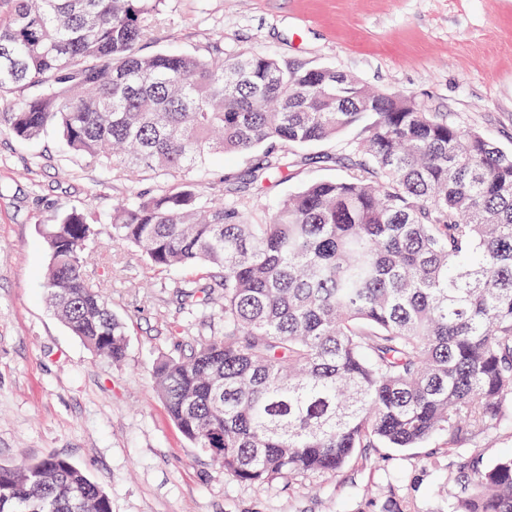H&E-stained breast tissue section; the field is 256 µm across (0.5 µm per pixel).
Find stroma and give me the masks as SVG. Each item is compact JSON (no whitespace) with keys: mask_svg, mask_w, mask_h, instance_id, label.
I'll list each match as a JSON object with an SVG mask.
<instances>
[{"mask_svg":"<svg viewBox=\"0 0 512 512\" xmlns=\"http://www.w3.org/2000/svg\"><path fill=\"white\" fill-rule=\"evenodd\" d=\"M216 42L228 56L334 67L512 152V0H167L149 48L202 53ZM350 138L291 148L288 181L270 183L257 200L242 194L243 207L270 212L308 183L346 177L332 159ZM262 158L215 153L186 178L212 188ZM159 184L96 166L55 132L25 142L0 129V464L67 459L107 493L112 512H448L456 453L444 434L262 487L229 479L184 437L155 391L154 370L220 329L182 308L180 287L198 271L154 268L135 247L113 243L110 226L113 200ZM64 203L99 221L86 275L126 326L122 363L96 355L47 305L41 227Z\"/></svg>","mask_w":512,"mask_h":512,"instance_id":"obj_1","label":"stroma"}]
</instances>
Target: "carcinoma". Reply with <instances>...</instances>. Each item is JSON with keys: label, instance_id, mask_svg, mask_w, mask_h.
Wrapping results in <instances>:
<instances>
[{"label": "carcinoma", "instance_id": "cac0c4a2", "mask_svg": "<svg viewBox=\"0 0 512 512\" xmlns=\"http://www.w3.org/2000/svg\"><path fill=\"white\" fill-rule=\"evenodd\" d=\"M166 0H0V126L49 130L116 171H189L264 150L224 178L288 180L287 147L351 129L350 175L285 197L265 221L178 182L112 204V238L157 268L220 274L221 337L155 371L169 416L232 480L340 470L359 448L457 447L512 412V152L332 67L262 54L144 51ZM98 221L61 207L45 288L70 332L115 363L123 321L87 280ZM183 305L211 317V284ZM448 512H512V454L461 456ZM0 512H112L78 465L0 464Z\"/></svg>", "mask_w": 512, "mask_h": 512}]
</instances>
